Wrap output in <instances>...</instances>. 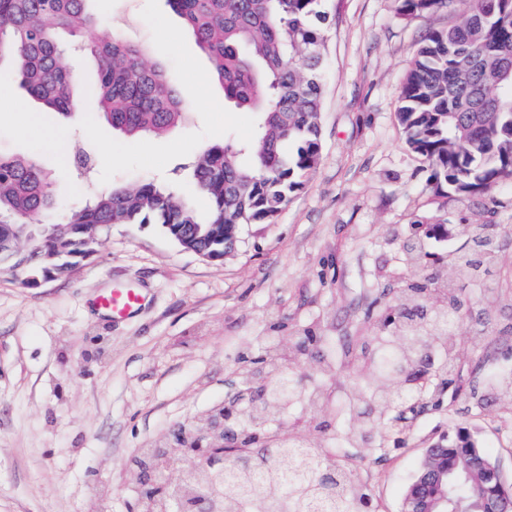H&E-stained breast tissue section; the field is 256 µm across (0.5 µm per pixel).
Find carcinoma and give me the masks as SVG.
<instances>
[{
  "label": "carcinoma",
  "mask_w": 512,
  "mask_h": 512,
  "mask_svg": "<svg viewBox=\"0 0 512 512\" xmlns=\"http://www.w3.org/2000/svg\"><path fill=\"white\" fill-rule=\"evenodd\" d=\"M88 0H0V62L12 60L21 83L47 112L76 108L75 76L61 59L67 45L60 36L83 39L84 50L98 61L96 81L88 88L100 117L113 130L135 139L159 138L183 117V95L164 72L144 63V50L119 38H93L96 18ZM193 33L212 64L224 102L254 114L255 133L243 143L226 140L207 145L176 165L165 183L136 188L113 185L68 208L52 222L54 236L31 242L25 224L51 217L59 207L49 175L34 160L0 155V259L20 269L26 284L67 275L95 252L96 234L111 224H158L184 229L194 247L224 256L239 242L245 224H273L289 199L303 188V177L321 152L319 116L325 82L322 0H166ZM463 5L456 21L426 33L408 71L396 113L409 150L430 167L429 180L470 193L502 180L512 181V0H400L404 15ZM95 159L78 147L73 167L85 174ZM208 202L199 210L182 188L184 175ZM474 248L450 255L463 277H475L497 260V253ZM414 261L417 281L398 299L433 300L425 319L397 317L389 336L362 340L348 350L350 372L359 382L375 381L368 399L400 404L422 396L424 387L399 377L381 378L388 363L418 362L435 353L428 330L458 310L456 290L440 284L423 264L412 238L402 240ZM64 249L62 257L55 254ZM274 380L267 403L281 410L302 398L312 405L323 394H306L288 369L264 368ZM399 386L390 394L379 380ZM469 450L490 457L466 427L448 438L445 465L453 469ZM245 462L230 468L224 460L220 490L231 512H367L371 499L350 471L336 469L326 483L317 471L321 448H310L295 434L276 453L241 448Z\"/></svg>",
  "instance_id": "carcinoma-1"
}]
</instances>
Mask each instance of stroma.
<instances>
[{
	"label": "stroma",
	"mask_w": 512,
	"mask_h": 512,
	"mask_svg": "<svg viewBox=\"0 0 512 512\" xmlns=\"http://www.w3.org/2000/svg\"><path fill=\"white\" fill-rule=\"evenodd\" d=\"M324 7L320 160L276 223L243 226L235 249L216 261L185 251L159 225L114 224L65 277L26 288L0 271V512H130L142 492L135 468L151 449L224 403L256 407L244 386L249 361L270 349L295 355L311 335L326 343L300 378L327 401L298 402L271 430L286 437L306 421L311 445L368 487L374 512H400L426 449L447 444L460 426L479 435L512 486V181L467 195L430 185L396 120L421 39L456 14L404 16L397 0ZM93 10L96 38L142 47L145 63L176 87L210 71L166 0H94ZM63 60L78 76L74 119L43 113L15 75L0 70V87L15 102L0 119V154L34 157L67 203L115 183L165 178L202 146L254 131L253 114L226 105L211 82L186 100V120L167 136L125 137L96 117L86 93L96 61L71 52ZM77 141L99 160L90 186L69 162ZM420 217L446 225L448 237L428 239L426 249L439 260L441 281L462 289L469 306L446 334L454 343L446 385L387 407V424L366 443L359 419L340 410L364 399L367 386L329 354L377 334L411 274L399 236ZM479 224L489 225L499 259L472 283L448 255L467 247ZM122 285L145 301L116 319L96 300ZM490 378L501 391L477 404Z\"/></svg>",
	"instance_id": "1"
}]
</instances>
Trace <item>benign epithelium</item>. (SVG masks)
<instances>
[{"mask_svg":"<svg viewBox=\"0 0 512 512\" xmlns=\"http://www.w3.org/2000/svg\"><path fill=\"white\" fill-rule=\"evenodd\" d=\"M240 414L239 404H228L201 418L190 437L180 438L173 446L155 448L148 453L146 462L139 466L145 492L137 506L138 512H155L158 506L171 500L175 501L178 512H224V495L216 490L215 475L207 466L216 456L215 449L226 445L242 446V433L230 427ZM179 455L194 459L205 478L190 475L174 484L155 481L156 465L152 460L157 456L170 460ZM459 473L477 490L492 481L504 484L498 465L476 453L465 457ZM451 483V474L440 466L439 448L434 445L426 450L418 473L409 483L401 512H448ZM478 509L479 512H512V497L505 493L485 497Z\"/></svg>","mask_w":512,"mask_h":512,"instance_id":"7a95c632","label":"benign epithelium"}]
</instances>
